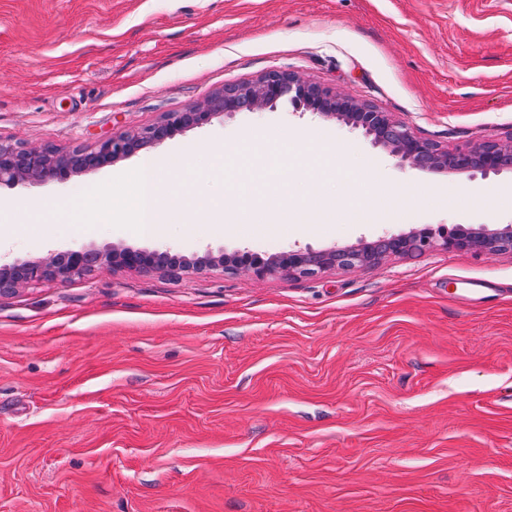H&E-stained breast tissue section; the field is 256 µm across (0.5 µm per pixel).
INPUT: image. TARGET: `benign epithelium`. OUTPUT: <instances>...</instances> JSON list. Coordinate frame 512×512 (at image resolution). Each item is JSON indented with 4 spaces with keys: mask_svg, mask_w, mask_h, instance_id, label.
<instances>
[{
    "mask_svg": "<svg viewBox=\"0 0 512 512\" xmlns=\"http://www.w3.org/2000/svg\"><path fill=\"white\" fill-rule=\"evenodd\" d=\"M289 99L302 113L324 120L343 122L370 138L375 147L389 152L401 167L429 173L471 177L477 173L512 172V137L486 140L453 150L444 149L417 136L405 123L374 105L340 91L311 83L294 72L272 70L244 84L227 85L215 95L183 112H168L160 121L134 133L112 136L90 147H76L61 153L48 147H22L0 143V186L24 182L65 181L73 175L92 173L140 150L156 146L178 131L201 128L213 119L235 112H256L273 108ZM448 250L496 253L512 250V225L496 230H458L435 237L428 231L381 237L362 248L334 247L315 251L309 247L290 250L280 258L264 261L247 248L233 256L220 250H205L193 262L172 265L169 252L124 248L70 249L48 253L35 260L0 257V292L49 279L81 277L95 267L161 269L173 275L195 267L203 270L221 265L241 267L263 277L280 271L290 275L313 276L329 266L340 268L374 264L389 255L427 252L436 247Z\"/></svg>",
    "mask_w": 512,
    "mask_h": 512,
    "instance_id": "7a95c632",
    "label": "benign epithelium"
}]
</instances>
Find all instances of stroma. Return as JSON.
<instances>
[{
  "mask_svg": "<svg viewBox=\"0 0 512 512\" xmlns=\"http://www.w3.org/2000/svg\"><path fill=\"white\" fill-rule=\"evenodd\" d=\"M298 73L448 149L512 136V0H0V142L64 152L135 132L228 84ZM311 134L336 166L258 178L268 208L347 204L369 223L201 225L224 199L211 147ZM182 223L160 240L122 209L135 158L0 187L9 258L76 248L189 255L360 247L512 224V173L398 167L361 130L287 102L176 133ZM110 188L109 197L97 194ZM68 199L81 224H18ZM0 512H512V251L436 249L313 277L98 268L0 294ZM349 194L354 197L346 205L342 214L350 218L357 216L363 209L386 207L387 203H391V200L383 192L376 195H361L356 189H350Z\"/></svg>",
  "mask_w": 512,
  "mask_h": 512,
  "instance_id": "1",
  "label": "stroma"
}]
</instances>
